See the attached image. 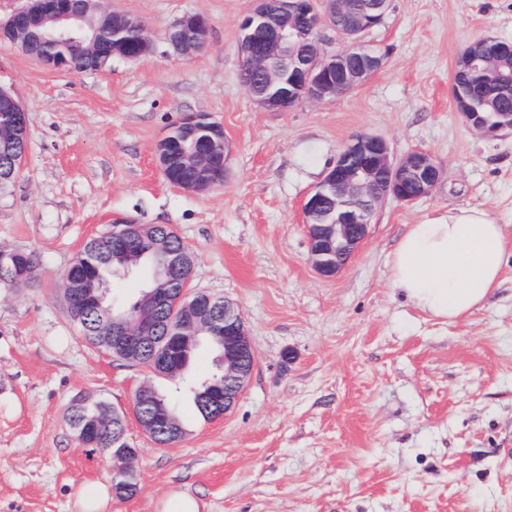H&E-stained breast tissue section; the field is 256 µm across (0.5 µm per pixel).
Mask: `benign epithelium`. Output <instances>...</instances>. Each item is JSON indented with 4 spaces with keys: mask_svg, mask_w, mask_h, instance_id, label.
Returning a JSON list of instances; mask_svg holds the SVG:
<instances>
[{
    "mask_svg": "<svg viewBox=\"0 0 512 512\" xmlns=\"http://www.w3.org/2000/svg\"><path fill=\"white\" fill-rule=\"evenodd\" d=\"M344 8V0H319L311 25L315 39L309 43L306 67L292 73H268V79L285 86L296 83L306 97L314 101L334 99L364 85L383 66L382 57H365L353 67L340 69L336 64L352 52L363 34L381 23L382 17L371 20L355 17L341 30L331 25L336 13ZM112 20V55L129 61L142 58L149 51L147 37L133 41L118 34L127 29H141L144 24L125 14L102 9L100 0H26V5L7 21H0V41L19 48L27 56L51 70H72L69 62L56 55L43 52L42 42L73 45L80 49L91 64L102 68L108 57L102 55L103 42L89 16ZM189 27H209L200 14H186L167 30L166 39L173 50L192 57L201 51L205 42L187 40L183 32ZM296 31L295 11L288 0H253V7L241 24L239 57L241 67L257 68L268 56H287ZM349 43V49L338 52L335 40ZM267 110L287 109L288 92L275 96L255 98ZM464 123L474 132L496 138L505 131L512 132V113L504 112V122L490 125L477 112L455 102ZM181 139L172 133L164 135L156 145L157 165L172 185L188 192L213 189L218 182L205 178L185 180L170 168L172 148H177L183 159L199 168L219 167L225 171L231 157V148L224 138V128L217 122L207 121L199 114H186L180 121ZM30 113L7 90L0 87V184L13 181L24 157L13 150L16 139L27 140ZM441 177V166L424 150H413L400 158L392 156L388 142L380 135L359 133L354 135L327 170L322 181L306 198L303 209L308 237L309 258L316 271L326 277L338 274L355 255L369 235L376 207L392 197L404 204H413L430 195ZM336 196L341 213L334 224H319L326 192ZM131 223L118 221L112 225V245L121 247L129 239ZM162 243L139 249L120 267L112 268L114 275H129L142 258L161 250ZM194 272V256L187 250L169 254L165 277L172 290L149 286L127 309L117 307L106 299L99 287L82 298L90 305L112 312L113 357L136 364L146 351L154 366L171 374L180 372L173 358L171 346L190 349L200 343V337L214 331L224 334L223 348L218 357L224 372V397L215 404L214 414L220 419L230 413L244 390L254 367V350L245 329L238 305L228 299L217 308V296L190 288ZM167 323L173 344L163 343L156 336L160 322ZM112 460L120 465L112 468L113 479L136 478L135 448H114Z\"/></svg>",
    "mask_w": 512,
    "mask_h": 512,
    "instance_id": "7a95c632",
    "label": "benign epithelium"
}]
</instances>
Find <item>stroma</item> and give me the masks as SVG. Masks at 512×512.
<instances>
[{
  "instance_id": "obj_1",
  "label": "stroma",
  "mask_w": 512,
  "mask_h": 512,
  "mask_svg": "<svg viewBox=\"0 0 512 512\" xmlns=\"http://www.w3.org/2000/svg\"><path fill=\"white\" fill-rule=\"evenodd\" d=\"M144 20L151 49L99 71L49 70L0 42V85L32 115L14 185L0 193V248L35 251L37 278L0 288V512H76L81 488L111 484L112 462L77 439L76 397L125 415L138 491L111 512H512V256L481 309L448 322L394 287L409 225L478 206L512 238V133L481 137L454 108V63L483 37L512 41V0H388L365 45L385 63L363 86L281 112L240 78L238 40L252 0H103ZM209 19L191 58L165 34ZM186 113L224 127L222 185H170L157 142ZM382 135L394 156L422 149L443 169L428 197L377 206L370 235L335 277L308 253L302 204L349 138ZM166 224L195 256L192 286L236 302L255 367L226 417L206 420L193 389L217 370L200 347L169 378L89 344L62 275L114 221ZM175 403L186 434L161 447L140 428L134 391ZM189 27L208 28V20L200 14H186L177 19L167 30L166 39L173 50L184 57H192L201 51L206 43L183 38V32Z\"/></svg>"
}]
</instances>
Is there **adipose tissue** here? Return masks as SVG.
<instances>
[{
	"instance_id": "ef3b65f1",
	"label": "adipose tissue",
	"mask_w": 512,
	"mask_h": 512,
	"mask_svg": "<svg viewBox=\"0 0 512 512\" xmlns=\"http://www.w3.org/2000/svg\"><path fill=\"white\" fill-rule=\"evenodd\" d=\"M511 251L487 211L452 208L409 225L393 255V283L421 311L453 321L487 302Z\"/></svg>"
}]
</instances>
